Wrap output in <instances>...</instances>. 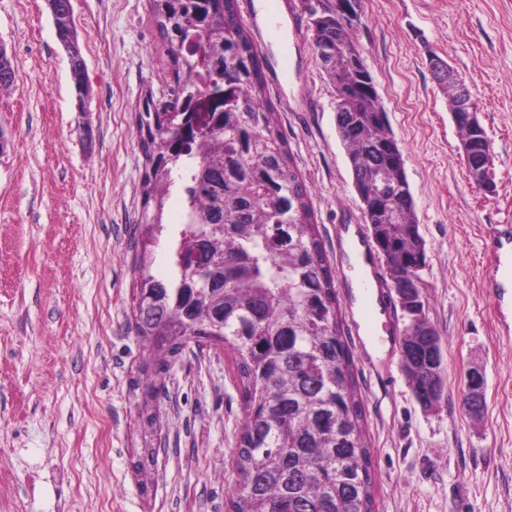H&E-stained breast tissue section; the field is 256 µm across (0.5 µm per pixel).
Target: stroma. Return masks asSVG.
I'll list each match as a JSON object with an SVG mask.
<instances>
[{
    "instance_id": "obj_1",
    "label": "stroma",
    "mask_w": 512,
    "mask_h": 512,
    "mask_svg": "<svg viewBox=\"0 0 512 512\" xmlns=\"http://www.w3.org/2000/svg\"><path fill=\"white\" fill-rule=\"evenodd\" d=\"M90 94L77 111L45 0H0L17 64L0 91V512H228L244 419L230 350L188 342L155 379L130 323L147 95L172 84L149 0H71ZM300 21V69L267 90L335 275L371 458L373 512H512V339L484 286L486 239L512 224V0H360L354 36L400 144L427 264L420 291L441 337L447 393L415 399L403 328L358 323L336 227L362 223L333 87ZM464 80L493 150L494 193L469 177L446 94L426 62ZM486 379L464 412L468 372Z\"/></svg>"
}]
</instances>
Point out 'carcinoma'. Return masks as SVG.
Wrapping results in <instances>:
<instances>
[{"mask_svg": "<svg viewBox=\"0 0 512 512\" xmlns=\"http://www.w3.org/2000/svg\"><path fill=\"white\" fill-rule=\"evenodd\" d=\"M55 0L56 33L74 52L79 108L87 68L70 21ZM343 0H323L310 27L316 59L334 88L336 128L375 250L395 284L426 266L403 151L389 131L363 53L344 26ZM174 74L170 112H141L145 157L143 247L134 261L136 335L162 352L167 371L191 339L231 349L244 420L232 468L231 512H373L371 459L356 398L353 358L338 319L333 270L311 200L266 100L268 60L255 48L238 0H150ZM198 44L178 41L182 31ZM17 65L0 50V90ZM224 81V108L199 112L194 97ZM183 185L185 222L166 281L146 247L165 225L173 173ZM210 287L198 288L200 275ZM402 367L425 408L446 387L441 338L425 318L406 324Z\"/></svg>", "mask_w": 512, "mask_h": 512, "instance_id": "cac0c4a2", "label": "carcinoma"}]
</instances>
